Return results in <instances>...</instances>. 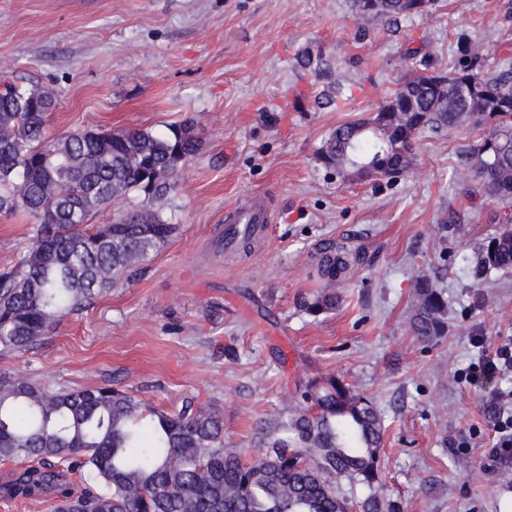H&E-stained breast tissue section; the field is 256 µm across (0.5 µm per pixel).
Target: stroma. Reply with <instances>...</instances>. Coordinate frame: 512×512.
Returning <instances> with one entry per match:
<instances>
[{
  "instance_id": "stroma-1",
  "label": "stroma",
  "mask_w": 512,
  "mask_h": 512,
  "mask_svg": "<svg viewBox=\"0 0 512 512\" xmlns=\"http://www.w3.org/2000/svg\"><path fill=\"white\" fill-rule=\"evenodd\" d=\"M356 28L349 0H0V74L53 92L52 135L188 121L203 141L165 204L178 226L168 243L44 345L0 357V372L54 390L112 381L170 410L194 398L223 412L226 443L247 459L297 383L334 375L385 417L384 493L401 512H512V472L491 469L490 391L464 379L481 353L474 332L512 336V270L478 292L465 275L504 212L457 172L475 132L422 135L395 186L340 180L316 159L332 129L396 87L401 45L444 70L461 38L512 58V21L493 0H436L398 31L359 43ZM307 46L344 78L334 108H314L317 89L294 68ZM258 195L268 237L225 251L228 211ZM32 237L0 214V273ZM341 238L373 262L350 271L338 309L308 315L296 300L320 288L318 250ZM443 254L448 333L424 341L408 323L413 281Z\"/></svg>"
}]
</instances>
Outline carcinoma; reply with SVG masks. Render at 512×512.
Here are the masks:
<instances>
[{"label":"carcinoma","mask_w":512,"mask_h":512,"mask_svg":"<svg viewBox=\"0 0 512 512\" xmlns=\"http://www.w3.org/2000/svg\"><path fill=\"white\" fill-rule=\"evenodd\" d=\"M435 0H350L361 42L373 26L429 15ZM410 74L378 110L333 131L317 160L336 177L399 182L414 162V143L426 133L463 125L480 131L461 154L459 172L472 193L512 200V65L489 63L483 47L464 42L449 72L432 67L420 47L406 46ZM315 84V99L332 108L345 85L320 50L296 59ZM56 101L37 85L0 76V213L34 224L32 243L0 274V354L40 345L62 317L78 312L119 277L165 245L177 225L158 202L177 189L179 171L197 155L195 125L166 131L87 130L52 137L47 114ZM144 195L108 224L95 222L112 201ZM481 245L470 268L471 287L512 269V211ZM368 262L346 241L319 249L323 288L302 296L310 315L336 310L348 271ZM448 265L415 278L409 325L426 340L448 332V300L438 281ZM300 407H284L259 422L257 452L246 461L224 441V416L194 399L178 410L156 408L128 389L105 384L50 390L20 374H0V458L35 465L0 485L3 497L29 499L53 491L54 512H399L383 497L384 417L375 404L334 376L296 385ZM80 472L94 489L75 495L59 465ZM346 480L361 497L336 485Z\"/></svg>","instance_id":"cac0c4a2"}]
</instances>
